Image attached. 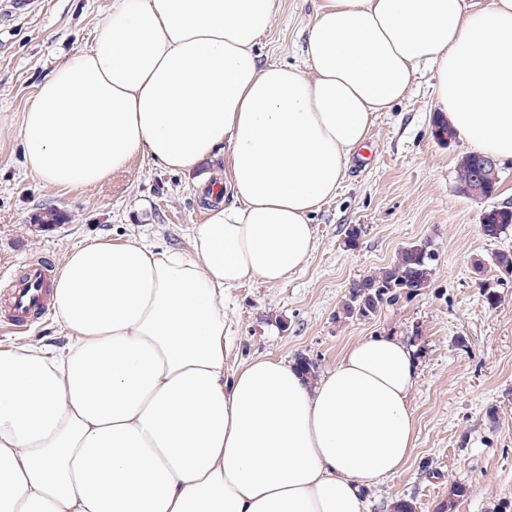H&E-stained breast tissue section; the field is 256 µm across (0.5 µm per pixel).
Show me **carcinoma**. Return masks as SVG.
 <instances>
[{"mask_svg": "<svg viewBox=\"0 0 512 512\" xmlns=\"http://www.w3.org/2000/svg\"><path fill=\"white\" fill-rule=\"evenodd\" d=\"M458 190L481 180L484 184L482 198L494 196L499 188V170L482 167L478 154H465L458 158L456 169ZM502 224H484L483 233L490 239H498L512 229V208L505 207ZM436 252L426 240L412 242L402 247L394 261L378 272L366 275L352 283L337 318L366 320L374 317L383 305L398 301L401 297L419 295L431 283Z\"/></svg>", "mask_w": 512, "mask_h": 512, "instance_id": "1", "label": "carcinoma"}]
</instances>
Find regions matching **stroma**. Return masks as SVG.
Wrapping results in <instances>:
<instances>
[{"mask_svg":"<svg viewBox=\"0 0 512 512\" xmlns=\"http://www.w3.org/2000/svg\"><path fill=\"white\" fill-rule=\"evenodd\" d=\"M113 0H39L17 13L0 0V265L21 274L37 258L59 268L64 256L97 236H136L184 248L191 225L208 208L202 190L223 176V161L175 173L135 157L97 185L57 189L24 165L19 125L37 87L67 57L93 43ZM317 0H281L256 51L261 62L299 65ZM433 75L425 73L404 100L376 113L335 197L313 215L316 247L303 268L269 286L249 281L226 293L224 314L234 338L228 367L256 357L312 359L333 366L350 343L393 334L418 345L420 367L411 397L417 440L403 470L366 493V512H392L396 501L434 512L451 485L466 489L455 512H512V274L491 262L512 252V231L488 239L484 210L512 205V163L500 165L496 195L458 193L455 167L470 147L439 144ZM53 207L63 223L33 217ZM358 227L355 247L345 244ZM429 240L439 259L422 294L383 307L372 319L336 313L353 281L389 265L400 247ZM53 315L15 333L0 319V349L26 343L65 344Z\"/></svg>","mask_w":512,"mask_h":512,"instance_id":"stroma-1","label":"stroma"}]
</instances>
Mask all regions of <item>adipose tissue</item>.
<instances>
[{
	"label": "adipose tissue",
	"mask_w": 512,
	"mask_h": 512,
	"mask_svg": "<svg viewBox=\"0 0 512 512\" xmlns=\"http://www.w3.org/2000/svg\"><path fill=\"white\" fill-rule=\"evenodd\" d=\"M278 3L114 0L23 112L49 186L220 157L233 202L184 250L67 253L50 300L70 343L0 350V512H364L409 458L414 345L359 339L314 382L272 357L230 371L224 294L302 268L312 215L423 71L458 135L512 161V0H320L300 66L255 52Z\"/></svg>",
	"instance_id": "obj_1"
}]
</instances>
